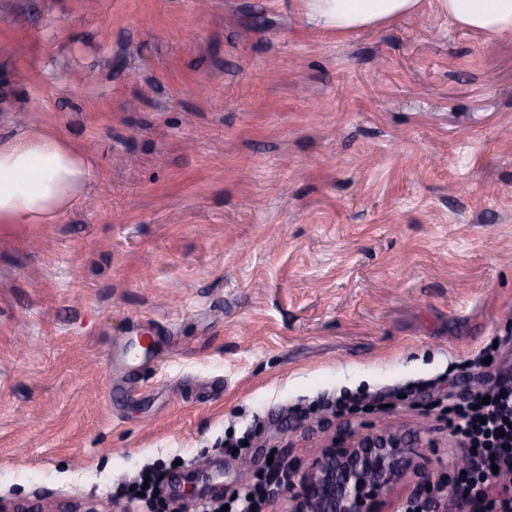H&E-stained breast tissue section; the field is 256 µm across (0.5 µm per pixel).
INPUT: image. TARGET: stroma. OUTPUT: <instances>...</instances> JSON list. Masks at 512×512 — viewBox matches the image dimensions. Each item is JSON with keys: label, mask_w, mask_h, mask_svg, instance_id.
Instances as JSON below:
<instances>
[{"label": "stroma", "mask_w": 512, "mask_h": 512, "mask_svg": "<svg viewBox=\"0 0 512 512\" xmlns=\"http://www.w3.org/2000/svg\"><path fill=\"white\" fill-rule=\"evenodd\" d=\"M26 123L95 176L0 224V499L111 512L154 465L198 512L199 458L229 501L382 418L462 457L440 400L512 365L466 366L512 337V40L431 0L347 37L297 0H0V139Z\"/></svg>", "instance_id": "35a3bbf8"}]
</instances>
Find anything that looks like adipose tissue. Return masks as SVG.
<instances>
[{"label":"adipose tissue","mask_w":512,"mask_h":512,"mask_svg":"<svg viewBox=\"0 0 512 512\" xmlns=\"http://www.w3.org/2000/svg\"><path fill=\"white\" fill-rule=\"evenodd\" d=\"M451 23L493 39L512 36V0H438ZM421 0H299L307 23L344 35L416 14ZM93 175L78 146L47 130L0 139V224L55 223Z\"/></svg>","instance_id":"1"}]
</instances>
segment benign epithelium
Wrapping results in <instances>:
<instances>
[{"label":"benign epithelium","instance_id":"obj_1","mask_svg":"<svg viewBox=\"0 0 512 512\" xmlns=\"http://www.w3.org/2000/svg\"><path fill=\"white\" fill-rule=\"evenodd\" d=\"M430 439L402 434L381 420L371 428L348 426L339 436L327 437L319 453L301 470L287 472L288 502L282 512H385L395 490L415 481L431 497L454 499L453 512H512V492L488 491L465 496L459 483L466 473V458L457 460L453 473L435 476L425 461ZM194 481L213 487L208 462L196 464Z\"/></svg>","mask_w":512,"mask_h":512}]
</instances>
